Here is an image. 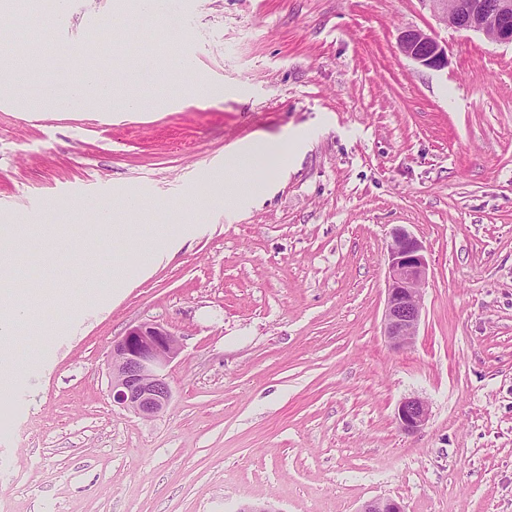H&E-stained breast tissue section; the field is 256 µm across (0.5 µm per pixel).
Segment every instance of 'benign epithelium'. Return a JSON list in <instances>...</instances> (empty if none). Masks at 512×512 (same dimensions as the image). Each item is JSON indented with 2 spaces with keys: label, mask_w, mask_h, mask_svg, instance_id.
<instances>
[{
  "label": "benign epithelium",
  "mask_w": 512,
  "mask_h": 512,
  "mask_svg": "<svg viewBox=\"0 0 512 512\" xmlns=\"http://www.w3.org/2000/svg\"><path fill=\"white\" fill-rule=\"evenodd\" d=\"M448 27L456 31L481 32L499 44L512 45V0H424ZM403 56L417 65L442 70L448 66L447 47L431 33L420 29L400 32ZM387 297L383 314L384 334L396 347L413 343L421 319V289L429 262L422 242L404 227L393 229L387 256ZM180 342L172 331L157 322L130 327L112 342L110 393L112 404L142 417H153L170 405L173 390L167 366L180 353ZM430 409L418 396L403 398L396 419L407 432L419 431L427 423ZM236 512H284L269 500L241 505ZM358 512H404L391 497L366 501Z\"/></svg>",
  "instance_id": "1"
}]
</instances>
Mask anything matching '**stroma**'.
<instances>
[{"instance_id": "obj_1", "label": "stroma", "mask_w": 512, "mask_h": 512, "mask_svg": "<svg viewBox=\"0 0 512 512\" xmlns=\"http://www.w3.org/2000/svg\"><path fill=\"white\" fill-rule=\"evenodd\" d=\"M114 6L68 0L45 23L66 71L40 60L0 95V225L26 227L0 512H512V47L426 0H182L125 9L110 45ZM407 28L447 68L406 59ZM136 50L187 67L160 84ZM88 67L110 103L44 99ZM255 145L261 188L225 196ZM399 226L430 264L404 349L383 330ZM142 322L181 344L153 418L110 397L112 342ZM398 40L402 55L417 65L432 70L448 66L447 47L433 34L409 28L400 32ZM429 416V405L427 401L419 396L404 397L397 406L396 419L398 425L407 433H414L422 429Z\"/></svg>"}]
</instances>
